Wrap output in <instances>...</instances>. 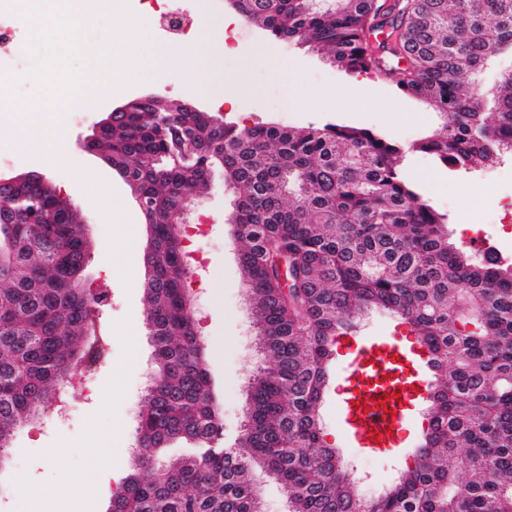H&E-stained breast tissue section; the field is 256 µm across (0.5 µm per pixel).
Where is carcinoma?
I'll list each match as a JSON object with an SVG mask.
<instances>
[{
  "label": "carcinoma",
  "instance_id": "1",
  "mask_svg": "<svg viewBox=\"0 0 512 512\" xmlns=\"http://www.w3.org/2000/svg\"><path fill=\"white\" fill-rule=\"evenodd\" d=\"M277 40L318 47L345 74L384 79L446 122L411 150L464 172L512 154V0H230ZM149 229L147 326L157 363L135 424L142 452L109 512H264L260 469L287 512H512V263L448 243V218L403 173L406 149L346 125L238 127L167 98L123 112L95 143ZM239 189L229 223L249 284L257 353L235 446L210 392L188 311V200L215 171ZM81 214L37 179L0 188V467L15 431L54 407L72 371L106 354L105 288L81 284ZM387 311L431 355L442 383L414 465L364 501L324 439L319 408L340 336ZM204 445L173 462L157 450Z\"/></svg>",
  "mask_w": 512,
  "mask_h": 512
}]
</instances>
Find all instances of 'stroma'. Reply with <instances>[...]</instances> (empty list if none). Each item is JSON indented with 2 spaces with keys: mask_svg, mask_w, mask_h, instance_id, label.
<instances>
[{
  "mask_svg": "<svg viewBox=\"0 0 512 512\" xmlns=\"http://www.w3.org/2000/svg\"><path fill=\"white\" fill-rule=\"evenodd\" d=\"M237 36L245 55L210 60L200 55L189 40L156 31L157 41L180 48L165 70L147 65L139 78L125 87L101 86L93 111L46 113L42 122L51 134L66 129L68 143L78 147L94 124L115 106L152 93L192 103L200 111L241 127L263 123L320 127L337 123L367 129L406 148L404 174L435 210L447 216L450 243L458 247L473 240L491 244L501 250L507 262H512V234L500 222L503 204L512 200V159L500 164L499 174L492 180L481 173L466 174L443 167L431 155L413 148L441 122L439 114L420 99L397 93L367 74L347 76L323 51L271 39L251 23L240 22ZM224 91L239 95L247 105L246 113L218 107L217 100ZM46 156L43 148L14 156L0 166V174L40 173L82 213L91 241L83 282L109 291L108 304L100 315L109 355L90 382L96 388L113 385L116 393L108 404L94 398L80 401L67 425L46 422L17 430L14 445L22 453L11 461L8 470L0 472V512H17L19 508L20 494L11 488L17 471L39 485L51 503L89 490L97 499L99 512H106L132 467V457L127 453L133 444L129 413L141 407L143 389L155 370L141 288L148 228L129 186L102 158L84 151L79 154L84 169L110 192L104 207L91 199L83 179L49 165ZM237 195V189L225 186L222 176H215L208 189L192 200L189 215L190 223L204 227L193 246L202 252L206 268L189 280L188 293L195 310L203 316L200 331L208 344L211 388L221 409L224 445L228 448L240 432L246 405L243 383L256 361L255 351L248 348L256 339L255 329L237 244L227 223ZM347 363L345 349H337L321 404L323 434L363 476L361 491L376 493L413 464V450L428 423V401L419 398L412 403L409 425L397 448L383 453L359 452L351 448L343 434L338 409ZM93 441L106 449H124L115 472L99 474L96 461L86 452ZM49 448L54 451L50 460L45 457Z\"/></svg>",
  "mask_w": 512,
  "mask_h": 512,
  "instance_id": "obj_1",
  "label": "stroma"
}]
</instances>
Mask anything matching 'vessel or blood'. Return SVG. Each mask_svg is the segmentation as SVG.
Wrapping results in <instances>:
<instances>
[{"label": "vessel or blood", "instance_id": "1", "mask_svg": "<svg viewBox=\"0 0 512 512\" xmlns=\"http://www.w3.org/2000/svg\"><path fill=\"white\" fill-rule=\"evenodd\" d=\"M426 353H415L404 349L393 339L383 342H365L355 346L348 364V388L341 400L346 430L356 447H394L408 410L402 404H395L394 395L410 398L414 377L428 367ZM388 377L389 382L381 388L388 394L387 403H380L378 397L363 398L366 381L373 375ZM366 401V408H359V401Z\"/></svg>", "mask_w": 512, "mask_h": 512}]
</instances>
